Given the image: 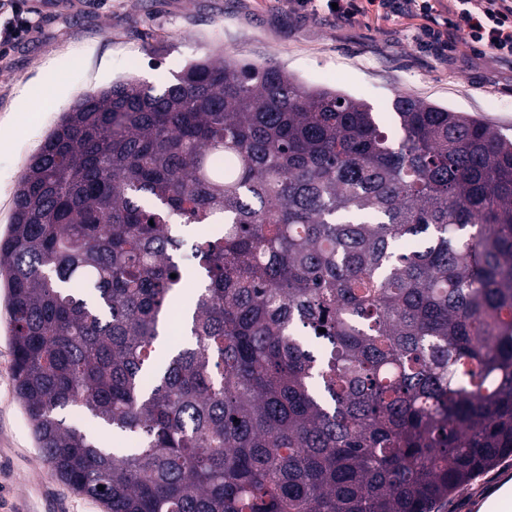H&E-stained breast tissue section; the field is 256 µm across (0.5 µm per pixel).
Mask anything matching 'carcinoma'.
Listing matches in <instances>:
<instances>
[{"label": "carcinoma", "mask_w": 512, "mask_h": 512, "mask_svg": "<svg viewBox=\"0 0 512 512\" xmlns=\"http://www.w3.org/2000/svg\"><path fill=\"white\" fill-rule=\"evenodd\" d=\"M393 110L396 143L364 100L216 53L63 113L0 236L15 393L59 480L104 512H431L512 455V140ZM175 217L214 231L160 363Z\"/></svg>", "instance_id": "obj_1"}]
</instances>
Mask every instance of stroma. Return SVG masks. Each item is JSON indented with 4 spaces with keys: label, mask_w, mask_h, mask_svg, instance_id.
Returning <instances> with one entry per match:
<instances>
[{
    "label": "stroma",
    "mask_w": 512,
    "mask_h": 512,
    "mask_svg": "<svg viewBox=\"0 0 512 512\" xmlns=\"http://www.w3.org/2000/svg\"><path fill=\"white\" fill-rule=\"evenodd\" d=\"M37 29L0 54V234L29 158L86 91L133 73L147 84L171 80L188 61L221 50L256 64L272 62L303 81L337 87L390 111L409 94L465 112L512 139V68L454 37L452 50L423 45L425 29H445L448 0L430 17L343 21L297 14L286 0H35ZM28 98H21V91ZM0 320V512H103L58 480L40 459L15 396L13 352ZM512 457L456 493L440 512H481Z\"/></svg>",
    "instance_id": "35a3bbf8"
}]
</instances>
